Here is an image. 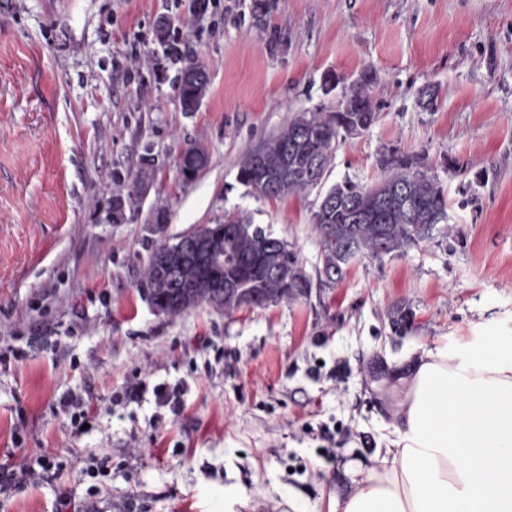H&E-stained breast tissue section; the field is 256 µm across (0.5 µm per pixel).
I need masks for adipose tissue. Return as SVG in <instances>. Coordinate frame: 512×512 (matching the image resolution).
Segmentation results:
<instances>
[{"label":"adipose tissue","mask_w":512,"mask_h":512,"mask_svg":"<svg viewBox=\"0 0 512 512\" xmlns=\"http://www.w3.org/2000/svg\"><path fill=\"white\" fill-rule=\"evenodd\" d=\"M398 423L336 512H512V336L423 350Z\"/></svg>","instance_id":"1"}]
</instances>
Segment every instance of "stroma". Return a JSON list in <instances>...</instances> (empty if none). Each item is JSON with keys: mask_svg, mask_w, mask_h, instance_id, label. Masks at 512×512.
<instances>
[{"mask_svg": "<svg viewBox=\"0 0 512 512\" xmlns=\"http://www.w3.org/2000/svg\"><path fill=\"white\" fill-rule=\"evenodd\" d=\"M190 5L0 0V464H60L0 495V512H56L63 492L100 512H331L396 424L422 350L512 332V0H273L262 27L251 0ZM162 16L207 66L197 111L181 110L154 43ZM366 71L379 119L340 140L326 183L371 185L384 153L415 156L448 191V236L361 258L294 303L155 314L136 283L160 200L167 237L239 212L316 276L320 188L259 199L238 163L297 113L335 111ZM329 72L345 78L330 92ZM192 139L210 163L185 183ZM148 143L153 181L113 223L112 176ZM138 378L141 399L113 403ZM158 384L179 391L180 414L158 407ZM70 391L95 408L85 429L59 407ZM94 455L110 458L95 478Z\"/></svg>", "mask_w": 512, "mask_h": 512, "instance_id": "1", "label": "stroma"}]
</instances>
